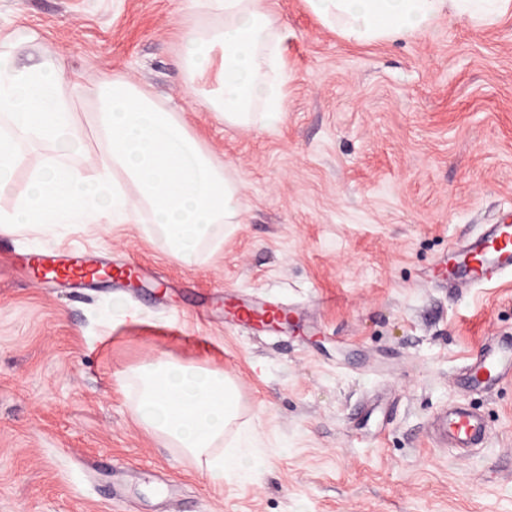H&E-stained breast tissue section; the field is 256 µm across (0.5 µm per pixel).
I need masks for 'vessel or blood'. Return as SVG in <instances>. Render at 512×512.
<instances>
[{"label":"vessel or blood","instance_id":"obj_1","mask_svg":"<svg viewBox=\"0 0 512 512\" xmlns=\"http://www.w3.org/2000/svg\"><path fill=\"white\" fill-rule=\"evenodd\" d=\"M31 265L39 283L45 286L85 288L100 281L119 286L141 275L136 265L98 261L80 253L43 252L32 259ZM509 273H512V220L489 225L462 248L450 250L435 269L441 282L455 289L489 284ZM232 318L253 328L275 331L288 323L289 311L273 302L239 301ZM465 377L476 386L511 379L512 338L485 344L477 360L468 366ZM429 433L445 447L476 448L484 441L486 424L476 412L454 407L433 417Z\"/></svg>","mask_w":512,"mask_h":512}]
</instances>
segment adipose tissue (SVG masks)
I'll return each mask as SVG.
<instances>
[{
  "label": "adipose tissue",
  "instance_id": "1",
  "mask_svg": "<svg viewBox=\"0 0 512 512\" xmlns=\"http://www.w3.org/2000/svg\"><path fill=\"white\" fill-rule=\"evenodd\" d=\"M209 24L189 29L179 57L185 81L207 84L208 111L225 123L272 127L285 112L284 62L268 0H189ZM323 26L349 41L394 40L432 30L442 16L493 20L512 0H305ZM139 425L164 447L193 459L211 481L255 471L256 458L225 448L240 393L222 370L159 358L132 373Z\"/></svg>",
  "mask_w": 512,
  "mask_h": 512
}]
</instances>
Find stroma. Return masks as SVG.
I'll use <instances>...</instances> for the list:
<instances>
[{
	"label": "stroma",
	"mask_w": 512,
	"mask_h": 512,
	"mask_svg": "<svg viewBox=\"0 0 512 512\" xmlns=\"http://www.w3.org/2000/svg\"><path fill=\"white\" fill-rule=\"evenodd\" d=\"M286 30L287 112L224 124L176 57L203 24L188 0H0V49L60 58L85 86L126 76L180 113L241 180V215L197 262L152 225L25 227L0 235V512H512V382L461 381L512 336V275L453 291L450 248L512 216V14L355 45L304 0H270ZM90 249L151 284L50 290L31 255ZM270 300L301 327L262 335L228 301ZM164 357L219 368L241 395L224 435L266 462L213 484L138 424L128 374ZM483 415V447H439L431 416ZM127 472L112 500L111 470ZM177 484L161 498L158 478Z\"/></svg>",
	"instance_id": "1"
}]
</instances>
